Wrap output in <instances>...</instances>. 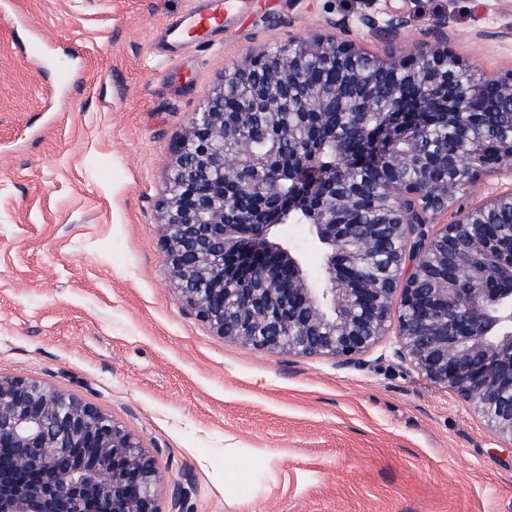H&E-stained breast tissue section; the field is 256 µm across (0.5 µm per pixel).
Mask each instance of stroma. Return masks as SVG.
<instances>
[{"instance_id":"stroma-1","label":"stroma","mask_w":512,"mask_h":512,"mask_svg":"<svg viewBox=\"0 0 512 512\" xmlns=\"http://www.w3.org/2000/svg\"><path fill=\"white\" fill-rule=\"evenodd\" d=\"M0 17V376L91 402L139 438L184 512H512V451L455 392L393 355L355 363L215 335L167 275L158 204L173 145L225 68L346 22L371 54L435 40L483 77L512 71V0H378L407 34L358 24L360 0H242L210 46L157 53L195 0H16ZM70 70L59 82L58 64ZM296 249L313 285L323 257ZM230 448L277 453L261 458Z\"/></svg>"}]
</instances>
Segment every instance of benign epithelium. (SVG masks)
<instances>
[{
  "instance_id": "obj_1",
  "label": "benign epithelium",
  "mask_w": 512,
  "mask_h": 512,
  "mask_svg": "<svg viewBox=\"0 0 512 512\" xmlns=\"http://www.w3.org/2000/svg\"><path fill=\"white\" fill-rule=\"evenodd\" d=\"M376 3L361 0L359 23L372 33H405V15L381 18ZM465 72L439 40L406 61L374 57L336 34L247 55L224 70L213 96L188 118L173 149L159 231L171 284L216 335L347 365L388 334L396 307V355L455 391L512 446V243L493 249L490 236L467 228L512 191L459 209L433 235L427 230L462 193L453 174H466L470 185L485 173L512 174V138L488 142L475 131L476 148L455 154L449 170L384 185L377 202L391 208L393 234L410 243L385 287L363 274L382 235L370 225L338 223L353 208L352 198L336 193L353 161L342 138L330 142L327 164L310 153L317 123L338 112L350 116L348 130L364 143L396 142L384 161L398 168L440 115L512 108V74L488 79L477 92L460 78ZM229 85L248 105H224ZM263 127L288 141L281 148L287 166L258 150ZM286 177L293 188L285 195ZM295 211L304 212L324 251L320 288L287 247L271 241L272 228ZM3 453L0 512H161L163 477L153 458L76 394L0 376ZM186 496L173 482L169 512H182Z\"/></svg>"
}]
</instances>
